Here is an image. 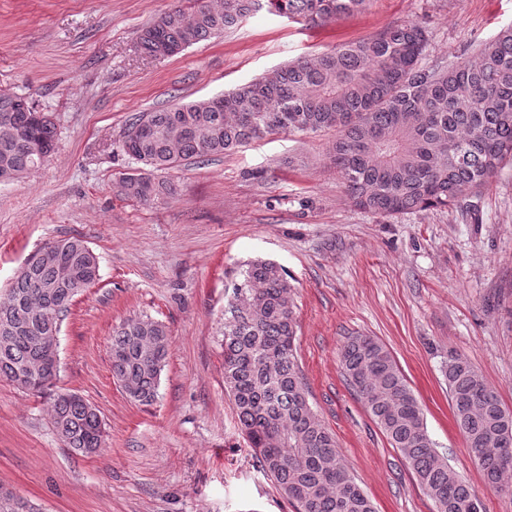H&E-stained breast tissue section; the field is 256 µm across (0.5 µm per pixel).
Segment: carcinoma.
<instances>
[{
	"label": "carcinoma",
	"mask_w": 512,
	"mask_h": 512,
	"mask_svg": "<svg viewBox=\"0 0 512 512\" xmlns=\"http://www.w3.org/2000/svg\"><path fill=\"white\" fill-rule=\"evenodd\" d=\"M367 0H193L142 28L138 47L172 57L240 26L267 9L296 23L326 22L357 12ZM428 32L415 22L317 53L243 84L218 105L192 101L133 115L123 150L142 164L119 181L126 198L148 203L173 191L153 178L193 158L236 152L269 135L331 133L327 158L351 203L392 216L448 208L475 218L474 199L512 162V26L476 48V59L428 58ZM58 131L30 102L0 95V182L40 166ZM99 260L79 237L49 241L30 254L0 294V381L44 394L59 372V335L77 296L96 284ZM224 319V389L261 471L295 512H375L350 473L335 435L309 403L297 358L296 305L284 269L257 260L234 284ZM171 340L165 324L144 316L112 327L110 370L141 406L158 398ZM342 373L391 447L433 500L436 512H483L475 491L430 437L422 408L386 345L350 336ZM444 376L456 424L486 486L512 492L497 449H512V412L468 359L448 356ZM53 427L64 445L91 456L104 445L97 410L76 393L54 395ZM0 512H40L0 485Z\"/></svg>",
	"instance_id": "1"
}]
</instances>
